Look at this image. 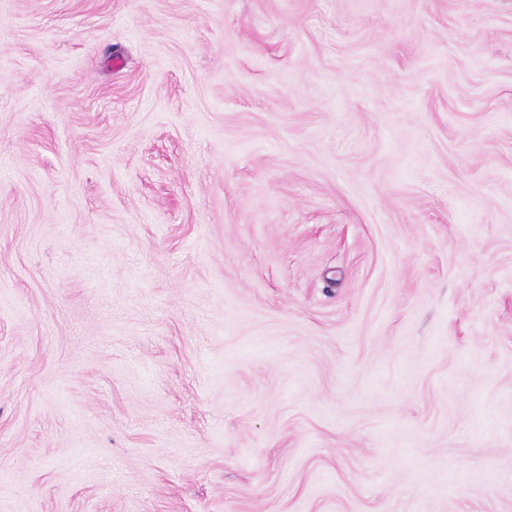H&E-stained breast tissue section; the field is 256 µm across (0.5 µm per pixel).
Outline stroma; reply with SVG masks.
<instances>
[{
	"mask_svg": "<svg viewBox=\"0 0 512 512\" xmlns=\"http://www.w3.org/2000/svg\"><path fill=\"white\" fill-rule=\"evenodd\" d=\"M0 512H512V0H0Z\"/></svg>",
	"mask_w": 512,
	"mask_h": 512,
	"instance_id": "1",
	"label": "stroma"
}]
</instances>
